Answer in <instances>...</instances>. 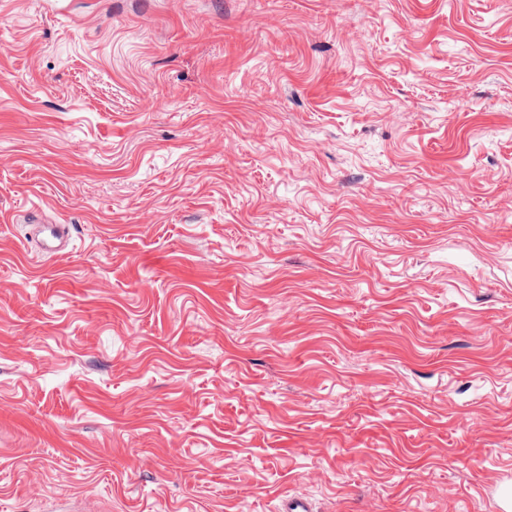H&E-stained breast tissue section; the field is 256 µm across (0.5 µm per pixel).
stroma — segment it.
Listing matches in <instances>:
<instances>
[{
  "instance_id": "obj_1",
  "label": "stroma",
  "mask_w": 512,
  "mask_h": 512,
  "mask_svg": "<svg viewBox=\"0 0 512 512\" xmlns=\"http://www.w3.org/2000/svg\"><path fill=\"white\" fill-rule=\"evenodd\" d=\"M0 213V512H507L512 0H0ZM29 222L32 223L37 239L41 235L40 254L55 256L72 242L73 224H42L37 211L30 213Z\"/></svg>"
}]
</instances>
